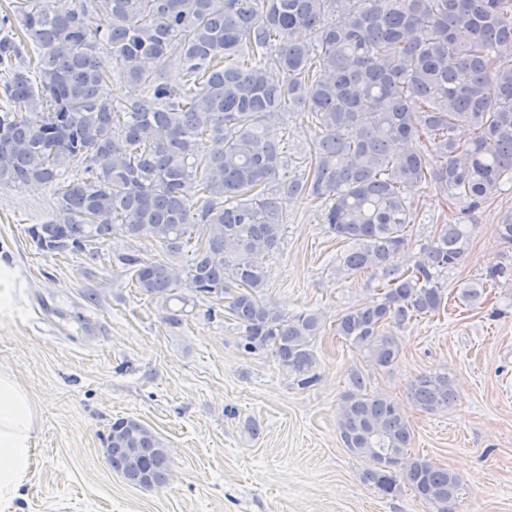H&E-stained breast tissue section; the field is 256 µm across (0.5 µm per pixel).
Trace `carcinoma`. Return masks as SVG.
Returning <instances> with one entry per match:
<instances>
[{
	"label": "carcinoma",
	"instance_id": "obj_1",
	"mask_svg": "<svg viewBox=\"0 0 512 512\" xmlns=\"http://www.w3.org/2000/svg\"><path fill=\"white\" fill-rule=\"evenodd\" d=\"M0 17V185L54 187L52 218L28 229L40 250L82 253L116 223L128 236L186 264L119 256L132 281L182 321L181 290L227 303L241 349L271 353L301 389L319 378L316 311L288 314L261 297L266 262L280 250L279 196L322 201L328 233L347 245L336 274L368 273L377 295L347 309L336 335L368 351L371 366L400 358L395 330L440 311L442 272L465 253L461 224L440 228L431 263L406 254L416 219L406 191L426 180L469 212L512 184V0H74L49 11L16 0ZM37 53V82L15 36ZM108 48L112 73L98 65ZM170 65L184 83L164 81ZM283 75L279 82L268 71ZM130 95L115 101L112 80ZM315 119L307 175L290 178L275 121ZM468 130L461 138L458 132ZM82 171L70 181L65 175ZM512 288V261L482 288ZM479 287V288H481ZM479 288H465L475 301ZM176 300L182 307L174 309ZM342 395L343 447L379 467L363 482L384 495L406 484L435 512H451L459 480L409 451L400 407L352 370ZM448 374H420L408 399L448 408ZM112 470L144 489L166 484L162 440L132 417L112 421Z\"/></svg>",
	"mask_w": 512,
	"mask_h": 512
}]
</instances>
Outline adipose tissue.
Here are the masks:
<instances>
[{
	"mask_svg": "<svg viewBox=\"0 0 512 512\" xmlns=\"http://www.w3.org/2000/svg\"><path fill=\"white\" fill-rule=\"evenodd\" d=\"M36 412L16 378L0 371V512H7L31 473Z\"/></svg>",
	"mask_w": 512,
	"mask_h": 512,
	"instance_id": "ef3b65f1",
	"label": "adipose tissue"
}]
</instances>
